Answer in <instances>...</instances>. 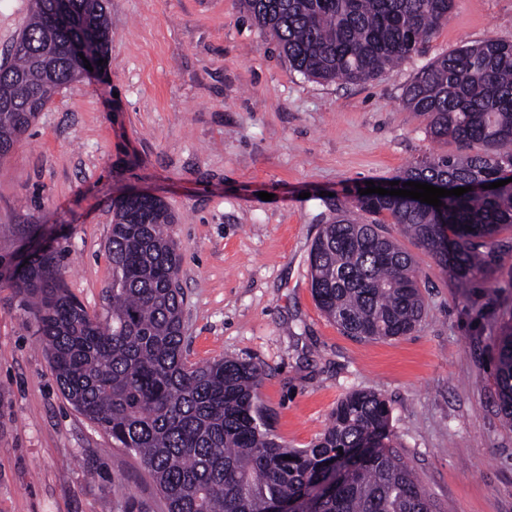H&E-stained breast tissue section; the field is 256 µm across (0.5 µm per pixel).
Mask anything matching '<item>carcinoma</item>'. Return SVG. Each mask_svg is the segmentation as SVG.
<instances>
[{
  "instance_id": "cac0c4a2",
  "label": "carcinoma",
  "mask_w": 512,
  "mask_h": 512,
  "mask_svg": "<svg viewBox=\"0 0 512 512\" xmlns=\"http://www.w3.org/2000/svg\"><path fill=\"white\" fill-rule=\"evenodd\" d=\"M270 30L289 66L322 82L356 85L419 52L456 0H242ZM78 23L53 21L55 0H33L15 47L0 64V157L38 112L83 74L72 48L104 56L106 0H70ZM434 141L457 154H430L404 180L493 183L512 171V42L487 37L429 63L403 92ZM426 206L408 197L359 195L357 219L343 207L310 252L313 298L356 340L411 333L425 312L414 257L384 234L385 219L464 283L490 267L495 240L512 229V182ZM156 197L115 206L106 315L91 314L65 288L58 254L32 257L21 274L0 256L6 280L33 317L56 382L81 415L119 448L139 456L168 512H435L437 506L393 445L390 409L359 390L336 404L308 448H285L258 401L261 367L246 360L190 364L184 350L180 255ZM496 382L512 421V320L499 331Z\"/></svg>"
}]
</instances>
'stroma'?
I'll list each match as a JSON object with an SVG mask.
<instances>
[{"instance_id": "1", "label": "stroma", "mask_w": 512, "mask_h": 512, "mask_svg": "<svg viewBox=\"0 0 512 512\" xmlns=\"http://www.w3.org/2000/svg\"><path fill=\"white\" fill-rule=\"evenodd\" d=\"M109 11L102 65L60 88L0 159V255L42 225L70 294L103 313L114 203L161 198L182 257L188 361L260 364V401L289 448L315 442L347 393L375 391L440 512H512V423L495 386L512 262L462 284L401 238L426 311L411 334L372 341L324 315L308 271L337 205L422 154L454 153L402 109L404 89L462 44L512 41V0H457L421 52L359 85L292 70L241 0H110ZM131 499L168 512L143 463L66 401L0 282V512H126Z\"/></svg>"}]
</instances>
